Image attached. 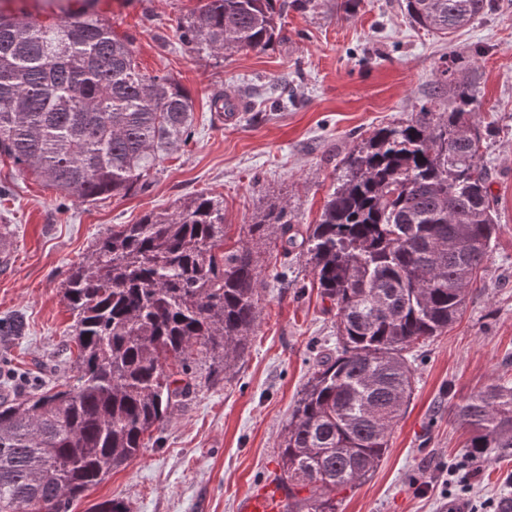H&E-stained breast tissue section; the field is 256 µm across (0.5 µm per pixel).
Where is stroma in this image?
Wrapping results in <instances>:
<instances>
[{
  "mask_svg": "<svg viewBox=\"0 0 512 512\" xmlns=\"http://www.w3.org/2000/svg\"><path fill=\"white\" fill-rule=\"evenodd\" d=\"M287 10L264 52L189 54L174 38L197 0H100L118 34L133 36L141 69L169 73L191 93L194 136L165 160L148 191L97 203L62 200L0 157V222L11 236L0 265V318L22 316V335L0 341L13 366L45 378L75 375L65 343L73 323L66 271L112 225L173 210L201 192L224 199L228 243L245 224L284 205L293 225L318 223L341 174L340 160L379 128L401 124L429 99L447 104L442 72L456 53L472 57L479 110L492 126L483 160L499 234L470 288L461 318L414 348L408 408L378 468L336 497V512H452L448 466L462 429L448 416L484 386L512 381V0L441 37L414 25L401 0H312ZM224 94L239 110L213 112ZM258 326L230 371L202 378L157 441L75 501L70 512L120 498L131 512H236L238 498L271 486L283 429L317 361L336 352V315L313 284L305 255L272 235L259 249ZM470 512L512 504V456L472 468Z\"/></svg>",
  "mask_w": 512,
  "mask_h": 512,
  "instance_id": "obj_1",
  "label": "stroma"
}]
</instances>
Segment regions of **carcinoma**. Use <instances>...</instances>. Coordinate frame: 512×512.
I'll list each match as a JSON object with an SVG mask.
<instances>
[{
	"label": "carcinoma",
	"mask_w": 512,
	"mask_h": 512,
	"mask_svg": "<svg viewBox=\"0 0 512 512\" xmlns=\"http://www.w3.org/2000/svg\"><path fill=\"white\" fill-rule=\"evenodd\" d=\"M312 0H201L178 21L199 56L265 51L285 9ZM83 0L64 20L0 12V156L64 198L96 203L146 191L192 138L194 104L170 74L140 68L134 38ZM409 18L449 35L487 0H403ZM448 110L424 103L341 160L320 222L300 231L282 206L224 248V202L200 193L172 212L115 224L63 281L74 316L75 383L0 384V512H69L138 457L197 387L194 353L224 371L255 332L260 271L250 242L273 234L308 256L336 309L339 349L321 361L283 430L282 512H336V493L372 474L409 402L406 352L462 314L497 220L471 65H452ZM465 457L512 452V382H493L449 408ZM307 496L300 497L301 492ZM89 512H129L118 498Z\"/></svg>",
	"instance_id": "1"
}]
</instances>
